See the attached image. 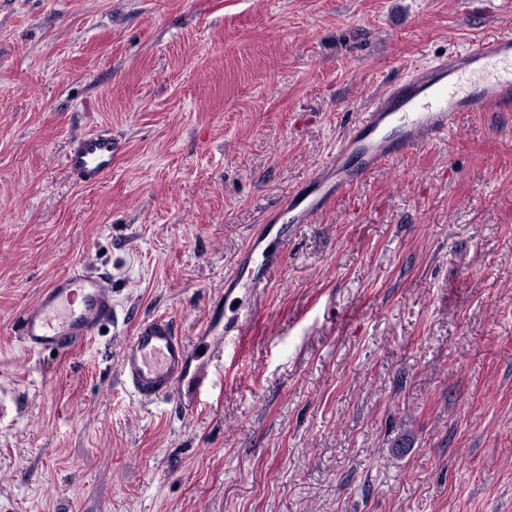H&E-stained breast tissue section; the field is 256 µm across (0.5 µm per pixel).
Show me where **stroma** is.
<instances>
[{"mask_svg": "<svg viewBox=\"0 0 512 512\" xmlns=\"http://www.w3.org/2000/svg\"><path fill=\"white\" fill-rule=\"evenodd\" d=\"M511 23L512 0H0V512H512V112L461 113L224 292L372 96ZM99 130L125 151L84 184L64 157ZM76 265L116 319L29 351L22 312ZM158 316L208 349L196 412L119 381ZM258 239H252L249 243V250L246 256L236 263L234 273L227 281L237 284H242L245 288H248L251 292H256L259 288H265L268 284L269 271L267 269V262L258 266L252 267L253 254L256 249V242ZM252 243V244H251ZM227 285V289L229 285Z\"/></svg>", "mask_w": 512, "mask_h": 512, "instance_id": "1", "label": "stroma"}]
</instances>
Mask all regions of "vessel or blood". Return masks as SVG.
<instances>
[{
	"mask_svg": "<svg viewBox=\"0 0 512 512\" xmlns=\"http://www.w3.org/2000/svg\"><path fill=\"white\" fill-rule=\"evenodd\" d=\"M512 107V30L495 32L466 49L434 59L377 96L362 121L338 141L316 169L308 194L290 199L284 209L291 228L310 223L357 174H370L396 152L449 137L461 112H495ZM121 152L111 136L83 138L65 159L87 183L101 182ZM269 271L252 256L236 264L233 283L257 291ZM108 277L72 268L43 288L21 318L20 337L32 351L66 350L94 329L116 318ZM194 350L165 319L139 323L119 354V371L137 399L156 402L176 393L200 400L210 384L207 369H194Z\"/></svg>",
	"mask_w": 512,
	"mask_h": 512,
	"instance_id": "1",
	"label": "vessel or blood"
}]
</instances>
